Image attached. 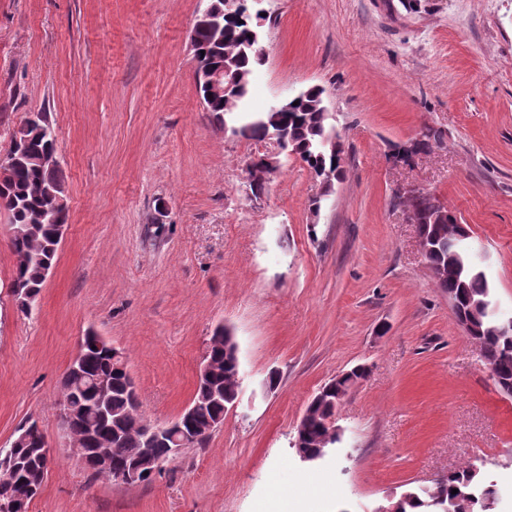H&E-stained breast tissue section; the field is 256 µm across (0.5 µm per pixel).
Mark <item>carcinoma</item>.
Here are the masks:
<instances>
[{"instance_id": "obj_1", "label": "carcinoma", "mask_w": 512, "mask_h": 512, "mask_svg": "<svg viewBox=\"0 0 512 512\" xmlns=\"http://www.w3.org/2000/svg\"><path fill=\"white\" fill-rule=\"evenodd\" d=\"M249 33L250 27L243 23L224 24V34L220 38L212 35L209 29L200 28L198 48L205 51L202 58L215 68L231 65L252 73L263 57L249 48ZM196 83L206 111L218 125H224L226 118L232 116L243 122L248 137H263L266 127L258 120L266 121L269 115L238 111L248 89L229 99L222 96L209 98L203 75L196 74ZM322 94L321 89L313 87L298 104L280 115L288 133L289 149L316 174L332 168L334 160L331 145L325 143L329 129L328 116L322 112ZM49 127L51 123L45 113L28 123L21 130L15 161L0 174V210L7 214L10 248L16 258L13 280L35 297L46 278L44 262L50 258L51 246L57 244L55 238L67 219V208L54 205L56 194L64 187L61 169L44 163L45 156L55 150ZM423 233L430 245L438 240L448 244L444 250L431 252L429 261L444 267L456 264L461 268V275L457 280L439 278L437 285L448 296L457 299L460 312L470 322V337L482 344L499 376L512 380V326L498 335L493 333L498 323L491 288L485 272L473 258L469 234L451 212L445 220L428 221ZM107 346V342L93 335L84 348L81 367H69L65 371L61 382V406L69 410L71 416L63 425L72 435L87 437L89 447L105 446L114 468L145 451L156 460L166 459L170 455L168 445L158 443L145 448L133 383L122 370L113 367ZM224 346V328L218 327L208 348L211 377L201 382L193 395L192 422L197 428L206 427L224 416V401L215 399L214 393L222 391L232 396L238 391L237 368L225 359ZM101 375L109 378L106 412L102 415L96 408L98 390L95 384ZM339 392L341 388L338 387L319 404L318 420L296 430V436L305 444L304 451L312 456L320 452L319 438L326 434L325 422L334 416L340 404ZM13 464L17 468L18 482L37 490L43 487L50 460L34 444L14 448ZM454 489L458 493H452ZM497 495L495 486L482 484L478 471L468 466L449 472L444 480L419 493L407 495L401 502V512H487L486 502L497 499Z\"/></svg>"}]
</instances>
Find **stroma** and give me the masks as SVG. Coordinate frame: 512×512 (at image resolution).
I'll return each mask as SVG.
<instances>
[{"label": "stroma", "mask_w": 512, "mask_h": 512, "mask_svg": "<svg viewBox=\"0 0 512 512\" xmlns=\"http://www.w3.org/2000/svg\"><path fill=\"white\" fill-rule=\"evenodd\" d=\"M207 4L0 0V158L12 129L48 113L67 195L30 315L11 297L0 213V447L34 419L51 457L28 512H375L467 466L499 489L492 512H512V396L396 193L457 214L511 312L512 0H262L266 60L244 108L321 88L344 176L322 196L285 155L257 200L246 164L273 143L220 130L196 88L190 33ZM425 128L431 150L393 164ZM219 326L238 347L239 400L207 446L133 486L86 469L59 416L81 337L123 353L144 422L163 425L190 402ZM357 366L338 441L302 461L308 403Z\"/></svg>", "instance_id": "1"}]
</instances>
